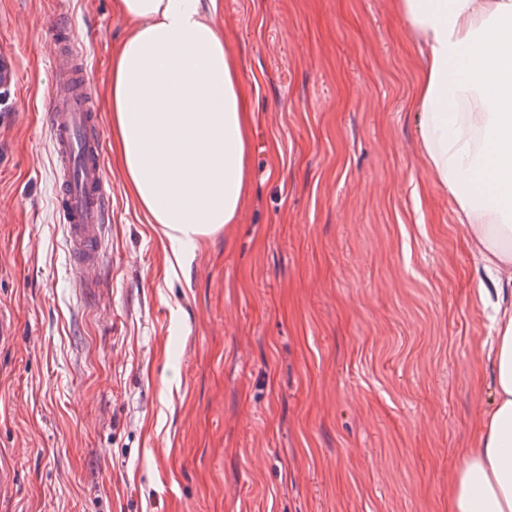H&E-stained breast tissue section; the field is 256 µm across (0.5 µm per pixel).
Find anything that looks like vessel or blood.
I'll list each match as a JSON object with an SVG mask.
<instances>
[{
	"label": "vessel or blood",
	"mask_w": 512,
	"mask_h": 512,
	"mask_svg": "<svg viewBox=\"0 0 512 512\" xmlns=\"http://www.w3.org/2000/svg\"><path fill=\"white\" fill-rule=\"evenodd\" d=\"M39 23L50 34L45 47L52 63L48 124L56 157L57 203L75 277L80 287L95 288L111 205L102 163L103 133L81 67L84 48L70 38L65 15L53 11Z\"/></svg>",
	"instance_id": "obj_1"
}]
</instances>
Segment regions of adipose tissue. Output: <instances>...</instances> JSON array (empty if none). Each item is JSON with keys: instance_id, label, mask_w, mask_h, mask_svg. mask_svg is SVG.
I'll return each mask as SVG.
<instances>
[{"instance_id": "1", "label": "adipose tissue", "mask_w": 512, "mask_h": 512, "mask_svg": "<svg viewBox=\"0 0 512 512\" xmlns=\"http://www.w3.org/2000/svg\"><path fill=\"white\" fill-rule=\"evenodd\" d=\"M424 58L420 157L448 189L496 292V402L462 451L450 512H512V0H394ZM128 30L108 110L128 195L160 225L169 272L235 223L250 114L215 22L219 0H113Z\"/></svg>"}]
</instances>
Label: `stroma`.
Masks as SVG:
<instances>
[{
    "label": "stroma",
    "instance_id": "stroma-1",
    "mask_svg": "<svg viewBox=\"0 0 512 512\" xmlns=\"http://www.w3.org/2000/svg\"><path fill=\"white\" fill-rule=\"evenodd\" d=\"M56 8L107 139L126 30L112 0H0V512H449L496 400L487 275L421 163L391 0H221L249 193L169 279L105 150L107 308L54 200Z\"/></svg>",
    "mask_w": 512,
    "mask_h": 512
}]
</instances>
